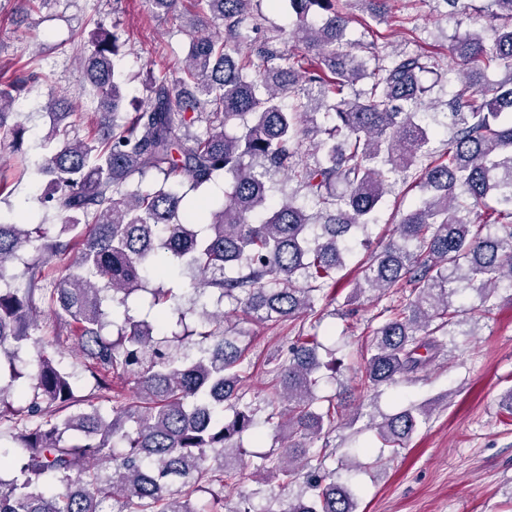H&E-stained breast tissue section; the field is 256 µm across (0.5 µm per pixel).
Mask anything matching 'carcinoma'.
Segmentation results:
<instances>
[{"label":"carcinoma","mask_w":512,"mask_h":512,"mask_svg":"<svg viewBox=\"0 0 512 512\" xmlns=\"http://www.w3.org/2000/svg\"><path fill=\"white\" fill-rule=\"evenodd\" d=\"M288 2L301 56L265 41L252 50L255 65L241 52L258 30L252 0H190L200 19L184 64L171 77L151 75L133 112L118 68L123 46L97 22L80 63L101 133L72 136V113L48 103L51 129L36 163L46 188L35 202L55 214L58 232L0 213V441L21 449L0 450V512H254L238 485L250 464L243 438L259 440L262 426L283 450L250 465L264 482L300 485L288 512H357L356 492L315 447L346 404L341 393H316L318 336L301 334L274 358L271 399H249L247 344L226 324L224 303L261 324L314 309L336 286L356 233L411 170L422 202L398 224L399 241L370 256L348 298L397 297L408 286L413 295L381 312L360 388L397 386L444 351L460 284L480 294V315L502 284L512 288V0H482L476 12L493 36L468 33L452 45L465 88L448 103L452 130L438 159L418 120L430 91L421 75L435 64L401 53L372 68L376 55L350 47L335 0ZM23 68L0 84V196L31 166L20 154L26 129L11 112L36 78L32 62ZM497 68L506 77L487 80ZM322 107L324 128L314 124ZM196 123L203 130L192 134ZM318 133L325 138L303 150ZM281 172L296 192L272 193ZM221 175V199L184 206ZM482 209L497 232L474 223ZM77 239V259L47 280L43 268ZM174 275L186 282L179 293L164 287ZM40 304L56 319L52 345L74 344L92 379L87 393L72 367L44 355ZM31 348L33 374L21 357ZM428 415L409 408L370 428L396 454ZM198 492L211 495L203 509L191 503Z\"/></svg>","instance_id":"1"}]
</instances>
